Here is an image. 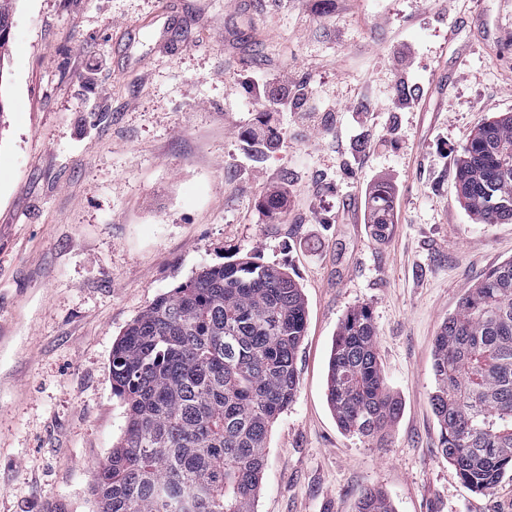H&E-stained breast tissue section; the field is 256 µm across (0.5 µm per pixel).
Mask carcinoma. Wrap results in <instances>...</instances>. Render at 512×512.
Instances as JSON below:
<instances>
[{
	"label": "carcinoma",
	"instance_id": "carcinoma-1",
	"mask_svg": "<svg viewBox=\"0 0 512 512\" xmlns=\"http://www.w3.org/2000/svg\"><path fill=\"white\" fill-rule=\"evenodd\" d=\"M0 0V78L10 41ZM272 148L278 131L248 132ZM460 202L478 224L512 221V113L471 132L456 163ZM285 185L260 206L287 210ZM366 223L378 236L394 224L392 187L366 191ZM306 333L299 283L252 255L205 267L155 298L112 347V393L127 427L97 467L96 512H255L268 434L298 391L297 353ZM434 391L442 454L468 488L484 493L512 472V259L490 268L461 299L434 340ZM326 398L341 430L381 440L401 412L383 373L376 326L365 307L338 326ZM357 512H394L380 488Z\"/></svg>",
	"mask_w": 512,
	"mask_h": 512
}]
</instances>
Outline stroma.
I'll return each mask as SVG.
<instances>
[{
	"label": "stroma",
	"mask_w": 512,
	"mask_h": 512,
	"mask_svg": "<svg viewBox=\"0 0 512 512\" xmlns=\"http://www.w3.org/2000/svg\"><path fill=\"white\" fill-rule=\"evenodd\" d=\"M280 87L277 105L256 96ZM0 102V512H95L126 429L113 344L245 254L284 266L307 307L256 512H356L372 487L395 512H512L511 476L460 481L429 402L441 324L512 258V223H475L455 185L469 133L512 112V0H17ZM263 115L284 136L258 154ZM280 182L272 219L258 201ZM362 306L402 405L382 447L326 401L336 330ZM366 224H370L378 236H384L394 224L392 187L385 181L371 185L366 191ZM288 192L284 184L272 185L260 199V206L272 218L283 215L287 210Z\"/></svg>",
	"instance_id": "stroma-1"
}]
</instances>
